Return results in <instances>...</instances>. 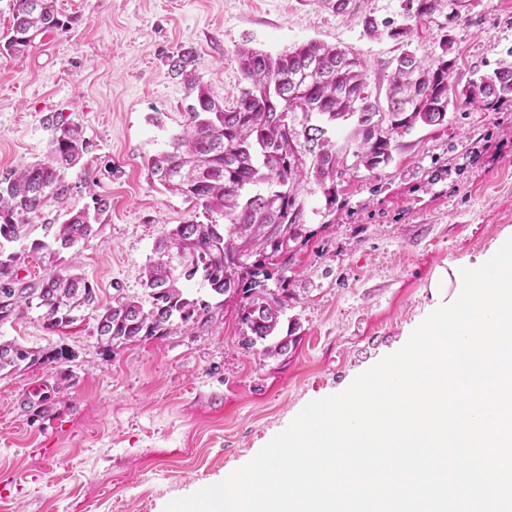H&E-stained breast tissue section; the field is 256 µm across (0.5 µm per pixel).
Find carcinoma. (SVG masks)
Instances as JSON below:
<instances>
[{"mask_svg": "<svg viewBox=\"0 0 512 512\" xmlns=\"http://www.w3.org/2000/svg\"><path fill=\"white\" fill-rule=\"evenodd\" d=\"M56 0H13V25L0 37V57H17L38 36L66 28ZM454 0H404L405 14L419 25L442 15L448 23L462 17L451 9ZM364 31L411 45L414 28L362 18ZM440 53L425 64L410 50L395 59L386 98L387 108L366 92L365 66L345 49L311 40L277 55L254 48L236 51L247 82L236 103L226 108L210 91L187 76V120L173 135L169 149L147 162L148 177L178 193L202 210L206 221L192 218L158 241L144 268L146 299L122 293L99 315L97 332L109 346H122L170 336L191 335L210 326L228 302H235L241 344H258L268 354L288 348L279 335L288 288L273 292V258L302 237L305 205L298 187L311 178L323 189L326 208L336 206L344 155L325 136L324 128L339 120H357L355 156L369 170L393 159L394 136L417 125L436 126L448 120L450 76L456 60L448 57L443 36ZM463 102L494 110L512 102V48L498 67L460 92ZM294 109L316 123L299 132L285 124L283 111ZM49 151L42 163L0 172V322L42 311L43 327L57 330L76 322L82 309L95 302L88 282L56 267L32 286L19 275L22 255L5 250L25 234L29 219L53 200L70 192L68 170L90 150L83 129L62 112L46 114ZM51 242L34 240L30 252L57 256L96 233L90 214L69 212L59 224L43 225ZM198 279L207 297L191 294L184 283ZM63 352H40L15 342L0 341V377L36 364L52 365Z\"/></svg>", "mask_w": 512, "mask_h": 512, "instance_id": "carcinoma-1", "label": "carcinoma"}]
</instances>
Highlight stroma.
I'll return each instance as SVG.
<instances>
[{"instance_id": "stroma-1", "label": "stroma", "mask_w": 512, "mask_h": 512, "mask_svg": "<svg viewBox=\"0 0 512 512\" xmlns=\"http://www.w3.org/2000/svg\"><path fill=\"white\" fill-rule=\"evenodd\" d=\"M56 8L66 29L0 58V170L45 160L49 112L78 123L92 149L69 170L64 203L49 202L29 238L7 246L25 255L27 282L46 272V257L28 254L43 225L93 210L100 195L112 207L60 262L95 289L97 308L55 332L36 309L0 324L1 340L64 354L0 378V512H162L182 491L250 461L309 401L343 391L402 348L451 296L434 284L449 264L491 258L512 232V102L492 111L456 104L447 124L398 137L392 161L375 171L354 155L355 120L329 126L346 167L335 209L316 182L300 187L305 232L281 270L291 290L285 316L299 328L285 354L242 348L231 304L197 335L110 348L97 334L100 307L117 291L142 295L156 242L194 215L145 167L168 150L189 103L172 60L193 53L197 82L230 107L246 85L237 48L276 54L321 40L357 55L369 93L381 98L405 47L367 36L360 18L406 17L401 0H353L344 14L319 0H56ZM445 35L458 92L512 48V0H480L452 25L419 27L407 48L432 59ZM39 386L46 399L35 396Z\"/></svg>"}]
</instances>
